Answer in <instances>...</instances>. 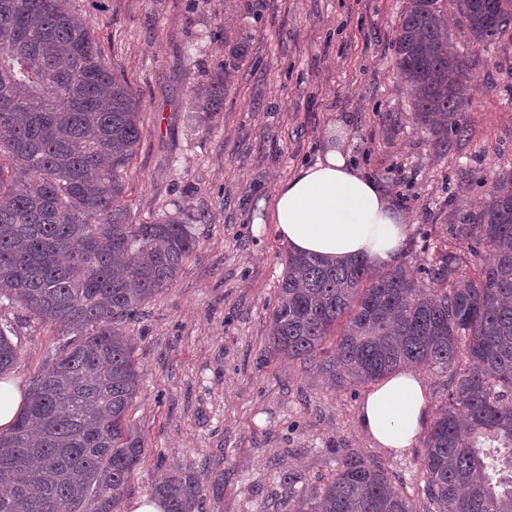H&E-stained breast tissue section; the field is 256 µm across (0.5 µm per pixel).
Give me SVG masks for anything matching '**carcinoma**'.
Instances as JSON below:
<instances>
[{
    "instance_id": "1",
    "label": "carcinoma",
    "mask_w": 512,
    "mask_h": 512,
    "mask_svg": "<svg viewBox=\"0 0 512 512\" xmlns=\"http://www.w3.org/2000/svg\"><path fill=\"white\" fill-rule=\"evenodd\" d=\"M450 12L493 42L512 27V0H403L395 68L417 122L444 142L462 132L469 79L445 39ZM198 96L202 111H220L224 75ZM139 108L62 0H0V299L75 332L0 433V512H114L140 463L126 420L140 376L124 324L174 282L196 238L178 215L143 224L121 203ZM457 239L478 260L461 283L458 251L445 247L423 281L364 257L287 253L270 354L353 384L403 367L448 372L420 456L425 495L435 512H512V176ZM16 359L1 327L0 375ZM202 491L192 468L152 486L166 512H196ZM288 512L413 509L403 484L350 452L332 477L293 492Z\"/></svg>"
}]
</instances>
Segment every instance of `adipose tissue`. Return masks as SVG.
Wrapping results in <instances>:
<instances>
[{"label":"adipose tissue","instance_id":"adipose-tissue-1","mask_svg":"<svg viewBox=\"0 0 512 512\" xmlns=\"http://www.w3.org/2000/svg\"><path fill=\"white\" fill-rule=\"evenodd\" d=\"M270 217L292 252L332 262L363 256L390 265L402 251L408 226L383 188L354 169L342 145L281 183L269 201ZM431 413L418 376L401 371L376 384L360 408L363 431L378 445L410 448Z\"/></svg>","mask_w":512,"mask_h":512}]
</instances>
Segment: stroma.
Wrapping results in <instances>:
<instances>
[{
    "mask_svg": "<svg viewBox=\"0 0 512 512\" xmlns=\"http://www.w3.org/2000/svg\"><path fill=\"white\" fill-rule=\"evenodd\" d=\"M66 4L141 102L125 205L138 221L184 214L197 240L176 280L125 324L140 374L128 418L144 453L117 512L186 467L202 477L200 512H288V479L333 475L352 451L402 481L415 512H429L422 442L396 454L360 427L368 386L270 357L267 315L288 247L268 202L342 126L354 167L408 216L396 262L418 271L427 247L453 243L512 173V36L479 43L450 20L470 107L463 134L442 143L414 121L394 69L402 0ZM220 72L229 75L223 108L199 110L196 90ZM1 326L19 348L10 377L28 389L64 338L6 301Z\"/></svg>",
    "mask_w": 512,
    "mask_h": 512,
    "instance_id": "35a3bbf8",
    "label": "stroma"
}]
</instances>
